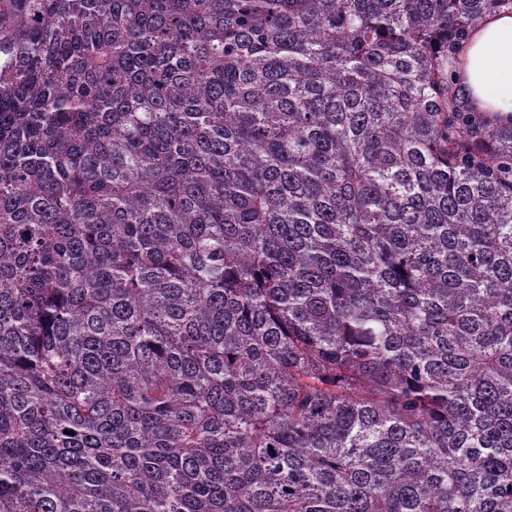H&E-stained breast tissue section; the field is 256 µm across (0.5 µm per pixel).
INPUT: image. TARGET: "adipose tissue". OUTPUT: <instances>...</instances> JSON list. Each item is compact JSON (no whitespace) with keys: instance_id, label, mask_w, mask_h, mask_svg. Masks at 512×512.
Instances as JSON below:
<instances>
[{"instance_id":"ef3b65f1","label":"adipose tissue","mask_w":512,"mask_h":512,"mask_svg":"<svg viewBox=\"0 0 512 512\" xmlns=\"http://www.w3.org/2000/svg\"><path fill=\"white\" fill-rule=\"evenodd\" d=\"M461 95L465 103L512 117V13L483 18L472 30L462 55Z\"/></svg>"}]
</instances>
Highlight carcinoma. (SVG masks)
Returning <instances> with one entry per match:
<instances>
[{"label": "carcinoma", "instance_id": "carcinoma-1", "mask_svg": "<svg viewBox=\"0 0 512 512\" xmlns=\"http://www.w3.org/2000/svg\"><path fill=\"white\" fill-rule=\"evenodd\" d=\"M512 0H0V512H512ZM462 55L461 95L493 117L512 114V13L483 18L465 42Z\"/></svg>", "mask_w": 512, "mask_h": 512}]
</instances>
